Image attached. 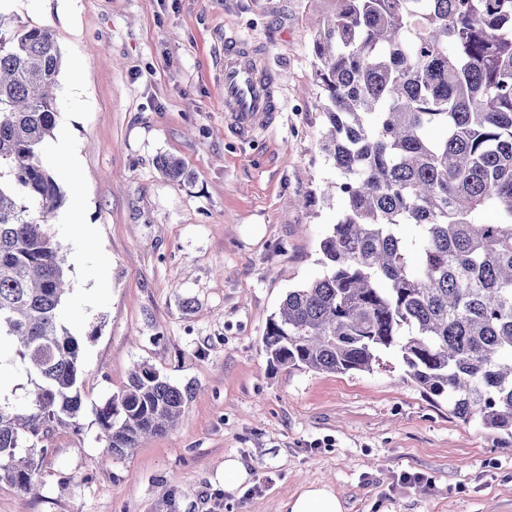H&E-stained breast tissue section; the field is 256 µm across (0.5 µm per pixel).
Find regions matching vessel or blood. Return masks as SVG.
I'll return each instance as SVG.
<instances>
[{"mask_svg": "<svg viewBox=\"0 0 512 512\" xmlns=\"http://www.w3.org/2000/svg\"><path fill=\"white\" fill-rule=\"evenodd\" d=\"M224 102L230 127L244 139L270 124L280 110L276 82L257 47L234 33L224 38Z\"/></svg>", "mask_w": 512, "mask_h": 512, "instance_id": "vessel-or-blood-1", "label": "vessel or blood"}]
</instances>
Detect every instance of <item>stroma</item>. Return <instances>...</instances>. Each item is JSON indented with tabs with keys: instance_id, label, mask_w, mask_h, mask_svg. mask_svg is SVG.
<instances>
[{
	"instance_id": "obj_1",
	"label": "stroma",
	"mask_w": 512,
	"mask_h": 512,
	"mask_svg": "<svg viewBox=\"0 0 512 512\" xmlns=\"http://www.w3.org/2000/svg\"><path fill=\"white\" fill-rule=\"evenodd\" d=\"M336 0H20L18 28L61 51L55 136L63 247L85 413L36 451L37 488L0 512H274L303 485L346 512H512V438L458 418L383 353L369 372L274 369L262 337L289 289L320 275L342 198L321 152L313 40ZM261 46L281 110L252 138L225 119L224 35ZM78 150L73 184L58 136ZM182 163L170 181L159 158ZM191 389L180 425L122 455L92 406L133 364ZM249 481L224 489V461ZM418 474L415 482L403 473Z\"/></svg>"
}]
</instances>
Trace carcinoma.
<instances>
[{
    "label": "carcinoma",
    "mask_w": 512,
    "mask_h": 512,
    "mask_svg": "<svg viewBox=\"0 0 512 512\" xmlns=\"http://www.w3.org/2000/svg\"><path fill=\"white\" fill-rule=\"evenodd\" d=\"M337 3L314 77L340 175L321 195L345 207L322 275L268 319L267 361L343 374L391 351L459 418L512 437V0ZM11 23L0 12V375L25 383L0 390V483L29 493L35 447L83 412L82 361L50 228L64 194L42 158L62 55L49 28ZM188 396L139 364L91 414L119 455L177 426Z\"/></svg>",
    "instance_id": "cac0c4a2"
}]
</instances>
